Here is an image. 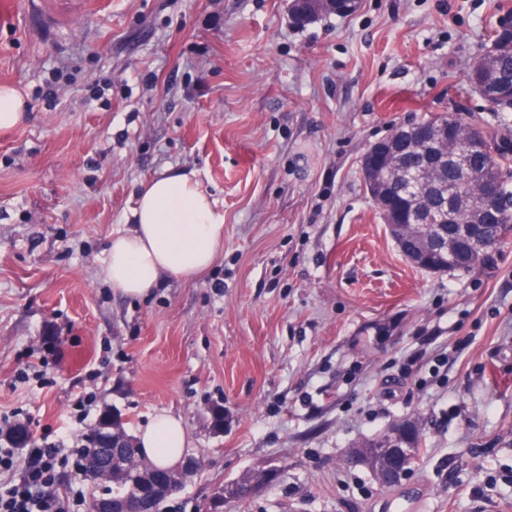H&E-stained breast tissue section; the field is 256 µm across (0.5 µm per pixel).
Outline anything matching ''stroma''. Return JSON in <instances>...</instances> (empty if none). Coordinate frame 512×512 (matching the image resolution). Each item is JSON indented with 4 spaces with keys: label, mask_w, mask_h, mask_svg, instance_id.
<instances>
[{
    "label": "stroma",
    "mask_w": 512,
    "mask_h": 512,
    "mask_svg": "<svg viewBox=\"0 0 512 512\" xmlns=\"http://www.w3.org/2000/svg\"><path fill=\"white\" fill-rule=\"evenodd\" d=\"M290 0H0V424L73 464L103 414L180 415L200 464L162 512H512V240L495 268L399 252L359 160L453 111L512 0H360L295 25ZM195 174L224 218L214 265L126 297L100 272L144 182ZM223 410L224 425L213 423ZM402 420L424 445L383 486L352 464ZM27 107L20 92L10 85L0 86V129H10L26 117Z\"/></svg>",
    "instance_id": "obj_1"
}]
</instances>
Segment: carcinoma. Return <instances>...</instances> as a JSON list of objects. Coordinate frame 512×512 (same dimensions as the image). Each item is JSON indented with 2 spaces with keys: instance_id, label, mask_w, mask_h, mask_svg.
Instances as JSON below:
<instances>
[{
  "instance_id": "obj_1",
  "label": "carcinoma",
  "mask_w": 512,
  "mask_h": 512,
  "mask_svg": "<svg viewBox=\"0 0 512 512\" xmlns=\"http://www.w3.org/2000/svg\"><path fill=\"white\" fill-rule=\"evenodd\" d=\"M511 39V32L496 28L491 47L484 52L486 76L495 90L480 93L470 86L472 94L489 112L512 111V49H506ZM406 129L420 140V147L408 151L382 140L384 148L374 162L379 175L363 177L372 201L377 204L388 197L399 219L409 222L414 216L429 217L439 205L451 199L454 218L461 224L477 225L478 239L485 246L499 247L512 239V182L503 169L512 146L505 142L495 152L473 153L469 141L485 133L466 122L458 112H441L408 124ZM483 180L496 185V209L491 213L479 195ZM430 261L444 272L470 274L494 268L497 259L487 258L470 243L458 241L451 255L431 248ZM355 460L373 471L385 469L389 460L385 437L364 443Z\"/></svg>"
}]
</instances>
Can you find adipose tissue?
<instances>
[{"label":"adipose tissue","instance_id":"adipose-tissue-1","mask_svg":"<svg viewBox=\"0 0 512 512\" xmlns=\"http://www.w3.org/2000/svg\"><path fill=\"white\" fill-rule=\"evenodd\" d=\"M224 219L194 175L166 171L140 191L129 230L113 236L102 276L127 296H140L164 277L186 281L215 262ZM187 445L181 417L160 412L137 435V446L154 464L177 467Z\"/></svg>","mask_w":512,"mask_h":512}]
</instances>
